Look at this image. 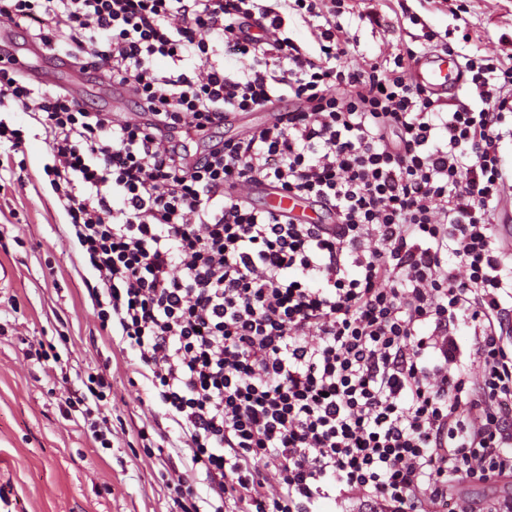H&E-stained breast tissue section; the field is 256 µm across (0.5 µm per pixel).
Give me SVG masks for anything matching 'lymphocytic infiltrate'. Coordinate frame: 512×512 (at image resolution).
<instances>
[{"instance_id":"f902f5d3","label":"lymphocytic infiltrate","mask_w":512,"mask_h":512,"mask_svg":"<svg viewBox=\"0 0 512 512\" xmlns=\"http://www.w3.org/2000/svg\"><path fill=\"white\" fill-rule=\"evenodd\" d=\"M253 2L0 0L36 47L132 89L147 117L114 122L0 62V103L49 135L98 316L180 432L170 482L202 473L239 512L353 496L425 512L459 483L512 478V275L495 233L512 61L466 59L480 103L447 110L412 81V47L342 66L345 0H293L320 22L316 53ZM223 49L258 65L231 79ZM285 99L297 107L272 126L191 156L188 133ZM242 183L320 204L337 228L255 208ZM455 320L477 330L479 380L456 361Z\"/></svg>"}]
</instances>
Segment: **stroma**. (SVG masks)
Instances as JSON below:
<instances>
[{
  "mask_svg": "<svg viewBox=\"0 0 512 512\" xmlns=\"http://www.w3.org/2000/svg\"><path fill=\"white\" fill-rule=\"evenodd\" d=\"M348 0L338 21L351 41L346 59L357 68L382 61L402 46L426 51L449 44L458 54L512 55V0ZM436 41L426 42L427 33ZM48 81L74 90L87 106L121 114L130 100L91 71L71 79L52 59L32 58ZM0 121L23 129L25 146L0 144V266L12 273L0 286V486L12 512H181L174 487L162 481L158 447L179 437L158 430L164 410L149 379L129 365L111 328L103 327L89 296L93 269L68 224L45 173L53 163L44 129L15 106ZM103 382L99 408L112 430L101 448L67 399ZM469 512L512 497V478L462 483L454 490Z\"/></svg>",
  "mask_w": 512,
  "mask_h": 512,
  "instance_id": "1",
  "label": "stroma"
}]
</instances>
